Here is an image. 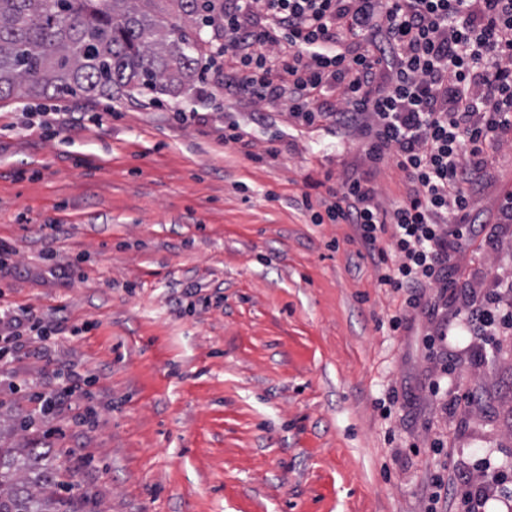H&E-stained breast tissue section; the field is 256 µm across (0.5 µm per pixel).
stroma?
I'll return each mask as SVG.
<instances>
[{
  "instance_id": "1",
  "label": "stroma",
  "mask_w": 512,
  "mask_h": 512,
  "mask_svg": "<svg viewBox=\"0 0 512 512\" xmlns=\"http://www.w3.org/2000/svg\"><path fill=\"white\" fill-rule=\"evenodd\" d=\"M229 125L249 147L225 144ZM363 168L358 138L300 128L287 100L252 103L213 75L153 98L0 103V240L15 252L0 290L91 326L0 370L47 391L59 373L94 377L92 415L77 427L61 410L49 441L75 512H431L435 476L512 467V332L478 366L455 319L489 276L512 280V229L456 262L432 393L434 319L390 331L394 296L354 226L302 205L311 181ZM511 193L506 144L477 220ZM31 408L24 391L0 405V446L40 442L21 425Z\"/></svg>"
}]
</instances>
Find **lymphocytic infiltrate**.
I'll use <instances>...</instances> for the list:
<instances>
[{"label": "lymphocytic infiltrate", "instance_id": "1", "mask_svg": "<svg viewBox=\"0 0 512 512\" xmlns=\"http://www.w3.org/2000/svg\"><path fill=\"white\" fill-rule=\"evenodd\" d=\"M225 89L254 102L287 100L298 125L330 121L362 142L365 172L305 200L315 224L354 225L379 286L402 294L389 319L432 314L455 282L448 264L493 243L471 201L491 148L512 139V0H224ZM392 165L405 196L384 206L375 175ZM477 347L512 331V305L493 288L460 313ZM63 328L0 291V363L47 357ZM512 482L478 462L440 484L453 512H481L485 481Z\"/></svg>", "mask_w": 512, "mask_h": 512}]
</instances>
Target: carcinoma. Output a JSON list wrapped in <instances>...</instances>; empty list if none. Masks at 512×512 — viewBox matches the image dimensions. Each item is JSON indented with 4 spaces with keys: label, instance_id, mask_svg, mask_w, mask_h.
I'll use <instances>...</instances> for the list:
<instances>
[{
    "label": "carcinoma",
    "instance_id": "obj_1",
    "mask_svg": "<svg viewBox=\"0 0 512 512\" xmlns=\"http://www.w3.org/2000/svg\"><path fill=\"white\" fill-rule=\"evenodd\" d=\"M177 13L188 26L171 23ZM224 0H0V101L190 87ZM51 447H0V512H62Z\"/></svg>",
    "mask_w": 512,
    "mask_h": 512
}]
</instances>
